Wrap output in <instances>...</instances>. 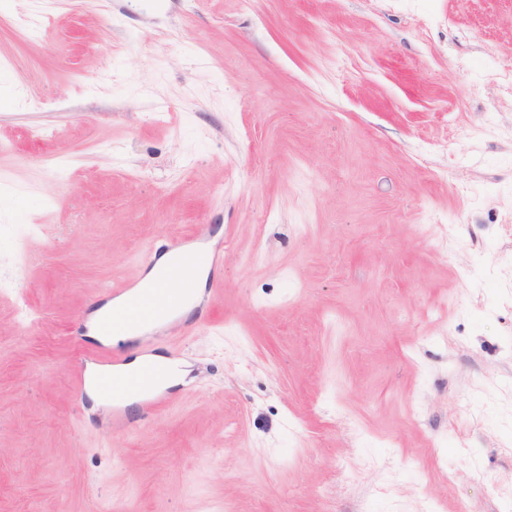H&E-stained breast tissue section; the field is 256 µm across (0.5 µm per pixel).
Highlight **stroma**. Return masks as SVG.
Instances as JSON below:
<instances>
[{
    "instance_id": "obj_1",
    "label": "stroma",
    "mask_w": 512,
    "mask_h": 512,
    "mask_svg": "<svg viewBox=\"0 0 512 512\" xmlns=\"http://www.w3.org/2000/svg\"><path fill=\"white\" fill-rule=\"evenodd\" d=\"M510 72L512 0H0V512H512ZM197 231L208 324L88 338ZM103 350L190 373L116 437Z\"/></svg>"
}]
</instances>
